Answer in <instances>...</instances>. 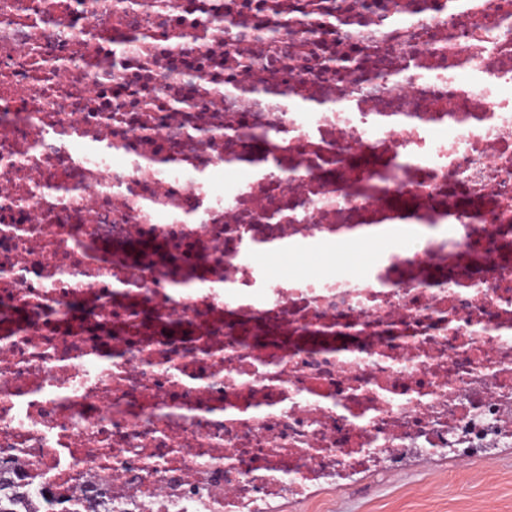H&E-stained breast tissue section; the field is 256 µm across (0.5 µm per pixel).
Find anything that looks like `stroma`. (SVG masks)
<instances>
[{
	"label": "stroma",
	"mask_w": 512,
	"mask_h": 512,
	"mask_svg": "<svg viewBox=\"0 0 512 512\" xmlns=\"http://www.w3.org/2000/svg\"><path fill=\"white\" fill-rule=\"evenodd\" d=\"M275 512H512V446L463 464L414 457Z\"/></svg>",
	"instance_id": "35a3bbf8"
}]
</instances>
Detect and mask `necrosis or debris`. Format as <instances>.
<instances>
[{"label": "necrosis or debris", "instance_id": "necrosis-or-debris-1", "mask_svg": "<svg viewBox=\"0 0 512 512\" xmlns=\"http://www.w3.org/2000/svg\"><path fill=\"white\" fill-rule=\"evenodd\" d=\"M385 224L360 275L253 260ZM504 445L512 0H0L19 512H274ZM401 226H381L377 228H369L359 230L358 233L366 236L360 240L364 249L368 251H378L379 249L390 248L397 237H399Z\"/></svg>", "mask_w": 512, "mask_h": 512}]
</instances>
